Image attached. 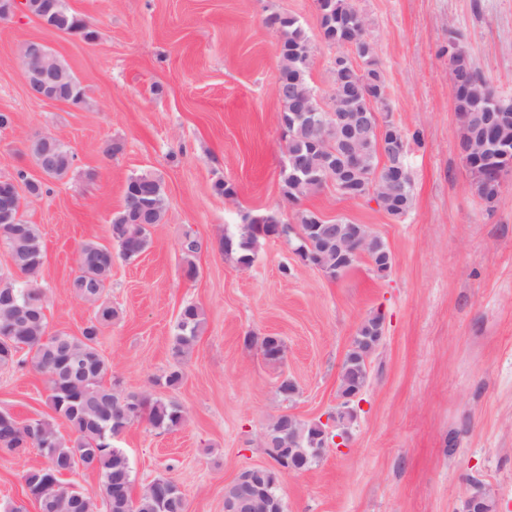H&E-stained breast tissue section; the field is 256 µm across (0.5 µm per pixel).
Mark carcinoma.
Masks as SVG:
<instances>
[{"instance_id":"cac0c4a2","label":"carcinoma","mask_w":512,"mask_h":512,"mask_svg":"<svg viewBox=\"0 0 512 512\" xmlns=\"http://www.w3.org/2000/svg\"><path fill=\"white\" fill-rule=\"evenodd\" d=\"M336 31L353 25L357 31L358 62L333 66L331 80L333 92L325 105L308 81L307 57L311 42L300 21L287 13H273L266 24L284 30L286 42L280 48V72L291 76L294 88L307 98L317 112H360L373 108H387L386 85L377 71L374 48L367 37V21L353 0H334ZM57 30L88 38L92 32L88 23L71 10ZM488 90L486 97L463 98L453 93L455 111L473 112L475 118L469 128L460 129V140L469 144L471 164L489 175L507 163L504 150L512 151V99H503ZM318 135L314 128L297 123L288 130V148L295 154L307 156L309 146ZM366 156L352 169L336 167L335 176L345 183L347 199L360 196L372 198L370 187L380 160L375 150L374 134L364 144ZM321 184L312 179L288 177L283 180V193L288 202L296 204L315 193ZM412 184L408 183L399 194V200L385 209L394 217L405 216L412 205ZM144 200L156 202L153 222H163L166 212V193L160 179L150 174L140 175L136 182L127 180L121 210L112 217L109 238L119 249L120 256L133 261L142 255L151 242V232L145 224L132 223L131 216ZM312 211L299 214L301 229L312 227L304 238L291 239L289 244L297 253L308 252L313 263L326 268L336 267V251L324 243L321 228L317 227ZM274 215H255L252 223L243 225L237 239L222 242L224 250L238 254L243 266L252 265L256 247L267 238L263 225L276 222ZM188 242L182 247L185 258L184 273L189 279L197 276L193 261L199 250L198 240L186 235ZM4 242L19 262L18 274L0 277V294L13 292L28 299L33 306L32 315L23 324L17 336L0 330V366L28 369L46 377L48 401L55 414L64 418L70 427L69 437L56 434L53 445L42 448L46 463L23 471L24 488L35 486L41 512H92V494L73 496L63 476L78 468L102 474L100 495L109 498L108 512H156L151 490L144 489L133 496V478L129 460L118 448L106 447L103 437L120 434L145 419L162 430H173L184 422V414L175 403L157 399L145 392H124L105 383L108 363L98 347L100 327L112 320L114 311L101 303L112 271V248L98 241H86L79 250V272L71 288L80 301L94 310V320L75 336L65 332H48L45 314L46 293L39 286L44 262V244L40 228L23 221L17 231L12 225L0 224V242ZM203 322L201 310L193 305L184 306L172 342V355L180 361L190 354ZM27 441L30 448H41L40 438L27 424L13 416L0 422V449Z\"/></svg>"}]
</instances>
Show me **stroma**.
<instances>
[{
  "instance_id": "obj_1",
  "label": "stroma",
  "mask_w": 512,
  "mask_h": 512,
  "mask_svg": "<svg viewBox=\"0 0 512 512\" xmlns=\"http://www.w3.org/2000/svg\"><path fill=\"white\" fill-rule=\"evenodd\" d=\"M356 4L406 140L413 201L398 220L375 203L343 199L328 183L297 204L282 195L279 38L264 20L280 12L303 23L313 48L309 82L328 100L336 48L320 38L316 0H67L96 31L92 41L20 11L0 20V113L11 117L0 128V176L30 167L26 147L41 134L74 154L64 178L23 203L43 235L49 332L78 335L91 320L69 283L80 245L108 242L127 179L148 172L165 186L168 209L150 248L133 262L112 259L102 302L115 315L99 348L107 383L183 408L177 429L143 420L112 445L129 459L134 490L170 477L188 512H224L225 485L272 466L260 439L274 417L316 421L335 412L342 359L374 314L384 339L345 446L282 476L283 512H460L477 487L498 512H512V175L493 204L473 191L448 74L453 34L489 87L512 97V0ZM33 39L68 64L82 109L29 95L18 50ZM221 181L234 186V198L216 192ZM304 210L330 224L369 225L392 253L391 270L378 275L363 258L332 280L282 238L261 240L248 267L222 247L245 212L294 226ZM189 232L201 243L192 280L181 251ZM188 304L205 324L178 366L170 348ZM253 336L279 337L282 360L267 361ZM176 367L180 386L159 385ZM285 378L297 386L289 397L278 390ZM0 410L22 421L46 417L69 432L32 372L0 368ZM43 461L36 448L0 451V503L38 512L20 475Z\"/></svg>"
}]
</instances>
